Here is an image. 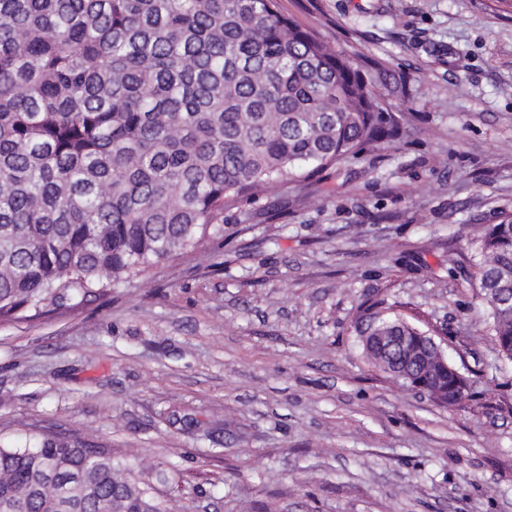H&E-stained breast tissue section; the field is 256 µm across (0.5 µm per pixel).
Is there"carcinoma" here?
Listing matches in <instances>:
<instances>
[{
    "label": "carcinoma",
    "instance_id": "carcinoma-1",
    "mask_svg": "<svg viewBox=\"0 0 512 512\" xmlns=\"http://www.w3.org/2000/svg\"><path fill=\"white\" fill-rule=\"evenodd\" d=\"M383 72L284 16L277 0H0V324L72 307L185 256L228 204L401 136ZM464 280L512 363V213L471 242ZM441 407L468 388L411 356L431 334L380 303L360 333ZM0 512H163L80 437L0 444Z\"/></svg>",
    "mask_w": 512,
    "mask_h": 512
}]
</instances>
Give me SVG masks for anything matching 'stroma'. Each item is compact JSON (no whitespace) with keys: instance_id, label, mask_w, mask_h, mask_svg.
I'll return each mask as SVG.
<instances>
[{"instance_id":"obj_1","label":"stroma","mask_w":512,"mask_h":512,"mask_svg":"<svg viewBox=\"0 0 512 512\" xmlns=\"http://www.w3.org/2000/svg\"><path fill=\"white\" fill-rule=\"evenodd\" d=\"M363 69L403 135L224 212V235L0 325V439L110 448L168 512H512V364L461 277L512 212V7L279 0ZM384 301L468 381L438 406L365 356Z\"/></svg>"}]
</instances>
